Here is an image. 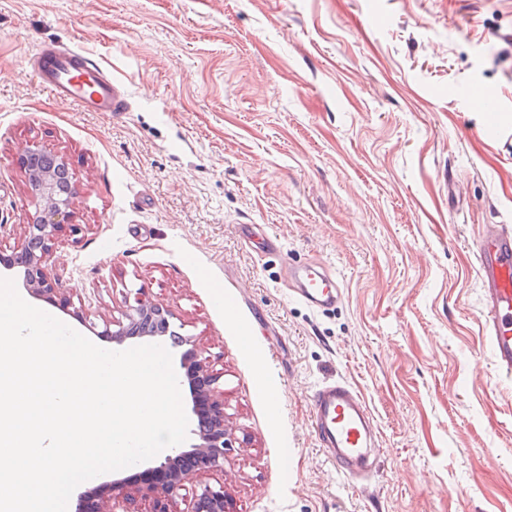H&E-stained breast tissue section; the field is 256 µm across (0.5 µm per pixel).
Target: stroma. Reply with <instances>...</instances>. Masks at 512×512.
<instances>
[{
    "instance_id": "35a3bbf8",
    "label": "stroma",
    "mask_w": 512,
    "mask_h": 512,
    "mask_svg": "<svg viewBox=\"0 0 512 512\" xmlns=\"http://www.w3.org/2000/svg\"><path fill=\"white\" fill-rule=\"evenodd\" d=\"M49 40L94 53L128 109L54 98L28 64ZM32 142L80 191L50 315L109 349L97 329L137 292L172 312L224 394L232 446L197 480L227 512H512V379L471 246L512 229V0H0L6 247L34 211ZM312 263L333 309L290 295ZM339 381L377 428L359 482L312 427Z\"/></svg>"
}]
</instances>
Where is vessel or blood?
<instances>
[{"instance_id":"b4317fda","label":"vessel or blood","mask_w":512,"mask_h":512,"mask_svg":"<svg viewBox=\"0 0 512 512\" xmlns=\"http://www.w3.org/2000/svg\"><path fill=\"white\" fill-rule=\"evenodd\" d=\"M40 82L61 100L85 112L121 113L126 108L114 80L99 61L83 49L42 43L32 58ZM475 254L484 287L483 316L486 337L494 353L498 375H512V232L488 227L475 242ZM295 299L317 309L336 306L343 290L325 268L306 269ZM314 428L329 452L337 474L354 480L369 468L373 442L371 415L363 395L345 382L319 387L313 395Z\"/></svg>"}]
</instances>
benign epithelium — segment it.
<instances>
[{
  "instance_id": "1",
  "label": "benign epithelium",
  "mask_w": 512,
  "mask_h": 512,
  "mask_svg": "<svg viewBox=\"0 0 512 512\" xmlns=\"http://www.w3.org/2000/svg\"><path fill=\"white\" fill-rule=\"evenodd\" d=\"M17 164L25 174L35 211L21 245L0 262L22 269L24 283L34 296L64 308L67 301L63 282L48 276L46 266L59 233L70 223L78 187L69 177L65 158L47 152L35 142L18 154ZM124 318L123 322L106 325L102 335L117 344L132 335L164 336L169 331L172 314L148 299L137 298ZM180 369L188 386L191 411L205 419L198 442L188 450H173L158 466L144 467L161 479H114L105 495L80 494L73 512H127L131 498L125 495V490L132 484L150 501V512H172L171 505L186 496L190 497V512H225L224 486L193 484L196 472L223 467L224 451L232 447V429L224 412V396L217 387L218 376L209 370L206 359L194 348L181 356Z\"/></svg>"
}]
</instances>
